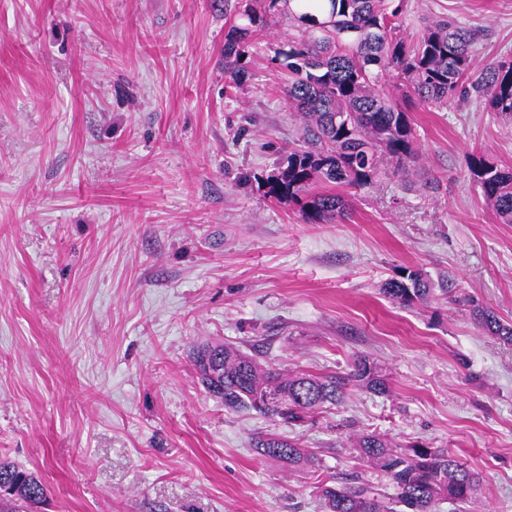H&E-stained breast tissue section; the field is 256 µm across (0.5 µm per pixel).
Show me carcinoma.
Instances as JSON below:
<instances>
[{
	"instance_id": "obj_1",
	"label": "carcinoma",
	"mask_w": 512,
	"mask_h": 512,
	"mask_svg": "<svg viewBox=\"0 0 512 512\" xmlns=\"http://www.w3.org/2000/svg\"><path fill=\"white\" fill-rule=\"evenodd\" d=\"M268 8L251 3L235 6L247 23L231 26L224 36V71L233 84L243 82L246 46L267 25ZM290 11L300 35L279 51L288 72L283 91L301 119L288 163L270 183L277 199H297L305 218L331 223L352 212L349 200L335 193H312L316 184L365 187L372 182L376 158L385 154L402 163L415 153V130L408 109L379 85L385 73L396 74L405 98L423 105H446L452 99L484 102L488 111L512 122V61L487 64L471 73L472 47L478 34L445 16L428 22L417 38L399 35L398 20L407 0H299ZM470 178L500 223L512 224V167L491 161L481 152L468 156ZM447 295L452 279L435 283L420 269H405L388 281L383 294L393 303L425 305L435 290ZM483 329L512 345V322L501 320L478 304L472 308ZM203 387L232 410H253L272 422L302 424L326 405L341 403L350 385L373 392L386 390L381 369L365 358L345 374L281 373L257 356L228 345H207L193 353ZM258 453L290 468L320 469V461L299 443L276 433L253 439ZM358 459L388 478L396 496L388 498L363 475L330 477L316 489L326 512H435L439 502H471L482 481L448 452L424 445L393 447L374 432L351 436ZM46 496L39 475L0 459V512H35Z\"/></svg>"
}]
</instances>
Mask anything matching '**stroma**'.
Returning <instances> with one entry per match:
<instances>
[{"instance_id": "stroma-1", "label": "stroma", "mask_w": 512, "mask_h": 512, "mask_svg": "<svg viewBox=\"0 0 512 512\" xmlns=\"http://www.w3.org/2000/svg\"><path fill=\"white\" fill-rule=\"evenodd\" d=\"M477 29L475 67L512 57V0H409ZM222 0H0V457L37 472L45 512H324L318 479L362 471L348 436L447 449L481 473L471 503L512 512V346L471 301L512 321V224L467 175L512 166V123L471 103L410 113L416 155L381 156L342 187L349 219L305 220L268 194L299 122L278 62L297 33L268 18L233 86ZM406 268L451 274L450 298L402 308ZM229 342L275 368L379 366L306 426L226 409L194 348ZM279 431L319 472L261 456Z\"/></svg>"}]
</instances>
